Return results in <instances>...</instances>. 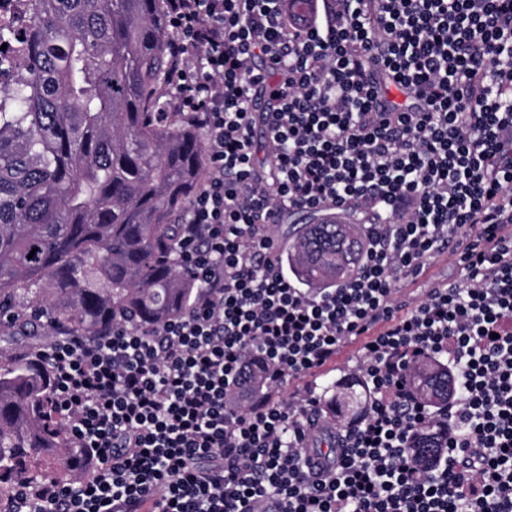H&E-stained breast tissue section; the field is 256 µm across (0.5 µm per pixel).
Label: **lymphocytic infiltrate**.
<instances>
[{
  "mask_svg": "<svg viewBox=\"0 0 512 512\" xmlns=\"http://www.w3.org/2000/svg\"><path fill=\"white\" fill-rule=\"evenodd\" d=\"M164 6L170 109L205 137L176 244L199 291L150 332L29 349L81 458L18 484L9 512H512V0H317L304 22L281 0ZM304 208L358 214L344 285L279 265L274 228ZM447 250L456 281L405 298ZM349 343L369 402L338 428L308 378ZM429 359L442 407L410 382ZM431 424L448 437L424 463L408 447ZM322 432L335 448L310 452Z\"/></svg>",
  "mask_w": 512,
  "mask_h": 512,
  "instance_id": "1",
  "label": "lymphocytic infiltrate"
}]
</instances>
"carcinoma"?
<instances>
[{"instance_id":"obj_1","label":"carcinoma","mask_w":512,"mask_h":512,"mask_svg":"<svg viewBox=\"0 0 512 512\" xmlns=\"http://www.w3.org/2000/svg\"><path fill=\"white\" fill-rule=\"evenodd\" d=\"M0 329L103 336L116 321L150 330L198 286L181 270L178 218L204 175L196 127L156 118L171 89L163 0H0ZM365 249L363 225L313 216L281 255L305 288L343 282ZM448 399V372L413 376ZM356 378L326 388L332 422L359 414ZM46 375L12 358L0 369V499L46 458L68 463Z\"/></svg>"}]
</instances>
